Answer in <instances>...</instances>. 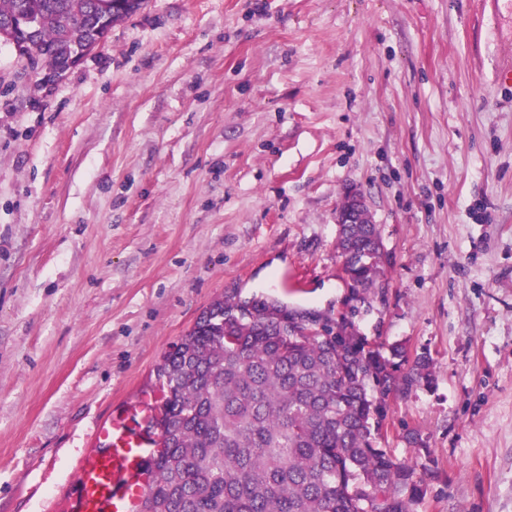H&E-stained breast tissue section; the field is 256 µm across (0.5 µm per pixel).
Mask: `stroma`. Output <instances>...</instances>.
Masks as SVG:
<instances>
[{
	"label": "stroma",
	"instance_id": "stroma-1",
	"mask_svg": "<svg viewBox=\"0 0 512 512\" xmlns=\"http://www.w3.org/2000/svg\"><path fill=\"white\" fill-rule=\"evenodd\" d=\"M512 0H147L64 76L0 45V512H61L99 421L217 298L344 309L359 189L428 351L413 512H512Z\"/></svg>",
	"mask_w": 512,
	"mask_h": 512
}]
</instances>
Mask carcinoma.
I'll use <instances>...</instances> for the list:
<instances>
[{
	"label": "carcinoma",
	"mask_w": 512,
	"mask_h": 512,
	"mask_svg": "<svg viewBox=\"0 0 512 512\" xmlns=\"http://www.w3.org/2000/svg\"><path fill=\"white\" fill-rule=\"evenodd\" d=\"M107 25L100 24L103 5ZM145 0H0V24L32 16L38 37L17 52L60 69L65 50L140 10ZM348 275V311L322 329L288 332L272 299L214 301L156 369L153 423L163 446L140 512H411L427 487L382 446L389 393L433 383L429 352L374 344L355 318L388 285L376 224H347L336 242ZM405 441L426 472L436 465L416 430Z\"/></svg>",
	"instance_id": "cac0c4a2"
}]
</instances>
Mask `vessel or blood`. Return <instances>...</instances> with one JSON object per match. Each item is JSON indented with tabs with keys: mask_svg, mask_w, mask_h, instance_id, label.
Wrapping results in <instances>:
<instances>
[{
	"mask_svg": "<svg viewBox=\"0 0 512 512\" xmlns=\"http://www.w3.org/2000/svg\"><path fill=\"white\" fill-rule=\"evenodd\" d=\"M157 413V398L148 392L98 424L95 451L76 469L64 512H135L150 480L145 467L157 437L149 425Z\"/></svg>",
	"mask_w": 512,
	"mask_h": 512,
	"instance_id": "vessel-or-blood-1",
	"label": "vessel or blood"
}]
</instances>
